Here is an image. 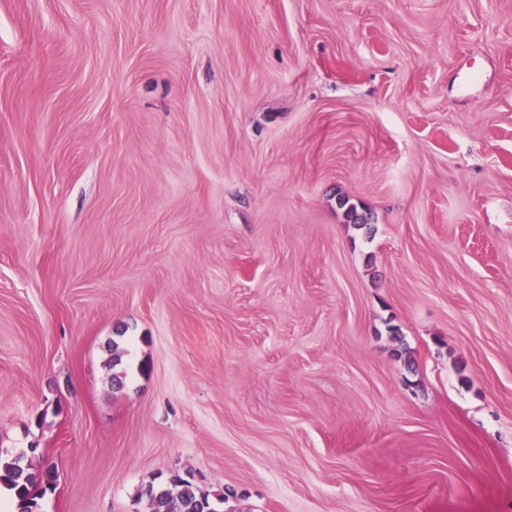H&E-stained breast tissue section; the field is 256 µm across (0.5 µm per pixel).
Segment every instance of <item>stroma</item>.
Returning a JSON list of instances; mask_svg holds the SVG:
<instances>
[{
  "instance_id": "35a3bbf8",
  "label": "stroma",
  "mask_w": 512,
  "mask_h": 512,
  "mask_svg": "<svg viewBox=\"0 0 512 512\" xmlns=\"http://www.w3.org/2000/svg\"><path fill=\"white\" fill-rule=\"evenodd\" d=\"M28 449L37 512H512V0H0ZM171 476V484L167 482V479L163 482H156L154 478L145 485V487L152 486L156 489V496L151 500L148 512H180L179 503L186 479H183L179 474H172ZM179 487L181 489L178 492Z\"/></svg>"
}]
</instances>
